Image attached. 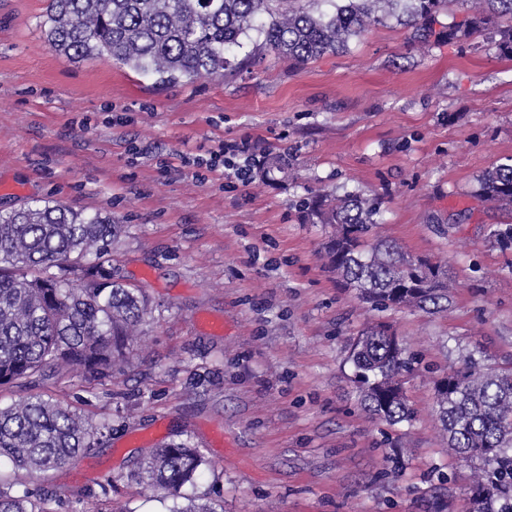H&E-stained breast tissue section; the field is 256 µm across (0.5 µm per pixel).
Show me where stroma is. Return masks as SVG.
<instances>
[{"label": "stroma", "mask_w": 512, "mask_h": 512, "mask_svg": "<svg viewBox=\"0 0 512 512\" xmlns=\"http://www.w3.org/2000/svg\"><path fill=\"white\" fill-rule=\"evenodd\" d=\"M46 0H0V210L51 200L112 215V266L152 313L125 369L56 395L112 419L105 447L48 472L56 512H167L134 475L168 442L208 461L191 493L224 512H470V468L448 455L430 378L406 384L417 414L394 428L358 402L351 338L388 322L438 371L479 349L512 365V213L474 196L512 157V58L484 36L417 41L388 20L348 50L278 62L252 35L224 80L163 83L48 44ZM260 139L287 173L198 179L178 153ZM382 201L378 233L448 264L450 313L369 310L319 254L328 230L300 203L318 192ZM113 480L111 497L100 485Z\"/></svg>", "instance_id": "35a3bbf8"}]
</instances>
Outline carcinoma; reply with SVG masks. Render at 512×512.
<instances>
[{
    "label": "carcinoma",
    "mask_w": 512,
    "mask_h": 512,
    "mask_svg": "<svg viewBox=\"0 0 512 512\" xmlns=\"http://www.w3.org/2000/svg\"><path fill=\"white\" fill-rule=\"evenodd\" d=\"M468 16L448 28V41L492 27L498 49L512 55V0H464ZM452 0H335L330 13L288 0H47V41L73 60L107 58L162 82L224 78L229 55L255 31L275 58L307 63L349 47L370 26L394 18L433 34L437 14ZM474 195L512 210V162L477 179ZM330 228L329 267L373 311L396 307L446 312L456 280L445 265L413 261L378 235L381 206L359 194H321L303 204ZM123 225L32 199L0 211V390L26 395L0 405V461L14 479L0 478V512H55L53 494L28 482L103 447L109 420H90L51 394L61 381L101 380L130 363L151 312L141 288L112 272V240ZM378 322L353 339L347 361L361 405L395 427L414 419L397 382L418 368ZM433 412L448 450L472 469L471 512H512V369L490 366L470 351L462 367L436 378ZM207 466L187 443H166L139 468L136 482L150 497L179 498Z\"/></svg>",
    "instance_id": "cac0c4a2"
}]
</instances>
